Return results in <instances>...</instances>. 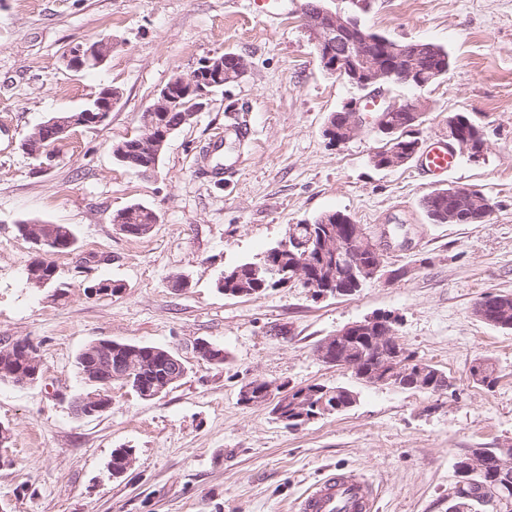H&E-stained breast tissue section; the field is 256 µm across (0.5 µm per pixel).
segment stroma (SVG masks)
I'll return each instance as SVG.
<instances>
[{
	"label": "stroma",
	"instance_id": "35a3bbf8",
	"mask_svg": "<svg viewBox=\"0 0 512 512\" xmlns=\"http://www.w3.org/2000/svg\"><path fill=\"white\" fill-rule=\"evenodd\" d=\"M306 2L264 16L248 0H0V347L28 341L41 363L37 383H0V424L11 430L0 449V512H296L305 491L339 469L374 486V512H448L464 449L512 442V331L472 314L483 295L512 293V0H366L359 9L322 0L397 42L448 51L445 78L392 89L427 101L421 144L445 137L455 113L481 121L483 159L458 153L439 179L414 160L375 168L382 137L371 130L329 143V116L358 91L323 69ZM100 36L112 39L103 65L66 68L69 46ZM227 52L245 58V76L170 137L156 175L115 159L113 144L138 133L163 86ZM105 86L119 99L104 125L75 128L51 165L27 152L36 125ZM236 117L251 135L218 179L209 146L234 137ZM451 184L493 201L486 223H430L424 197ZM133 204L159 216L146 236L112 222ZM332 211L362 225L387 267L406 276L321 299L297 286L240 297L216 288L222 271L260 261L289 225ZM33 218L77 233L76 250L50 257L69 297L27 280L36 252L15 225ZM104 278L122 291L84 295ZM376 313L396 317L405 347L441 369L449 391L369 386L317 358L322 339ZM101 339L170 350L186 374L150 400L113 382L110 410L76 415L71 401L86 389L76 357ZM202 340L223 348L225 362L202 359ZM480 358L497 369L492 388L470 377ZM255 379L343 386L357 403L292 431L269 407L240 402ZM118 448L135 458L120 475L110 466Z\"/></svg>",
	"mask_w": 512,
	"mask_h": 512
}]
</instances>
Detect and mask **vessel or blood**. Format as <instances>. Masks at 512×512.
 Here are the masks:
<instances>
[{"instance_id": "b4317fda", "label": "vessel or blood", "mask_w": 512, "mask_h": 512, "mask_svg": "<svg viewBox=\"0 0 512 512\" xmlns=\"http://www.w3.org/2000/svg\"><path fill=\"white\" fill-rule=\"evenodd\" d=\"M421 169L434 178L446 176L456 166V155L443 139H433L420 153ZM376 495L360 474L342 471L314 483L301 499L298 512H372Z\"/></svg>"}]
</instances>
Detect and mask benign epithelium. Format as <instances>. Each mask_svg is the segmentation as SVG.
Wrapping results in <instances>:
<instances>
[{
	"label": "benign epithelium",
	"mask_w": 512,
	"mask_h": 512,
	"mask_svg": "<svg viewBox=\"0 0 512 512\" xmlns=\"http://www.w3.org/2000/svg\"><path fill=\"white\" fill-rule=\"evenodd\" d=\"M307 27L325 70L345 78L351 85L361 90L377 94V106L373 109L365 107L364 99L354 98L338 111L336 126L328 125L325 128L326 135L333 138L335 144L349 142L360 135L368 125L390 139L399 127L386 124V113L403 112L415 122L419 114L426 111V103L421 98L401 100L389 96V90L394 85L418 89L427 86L428 74L431 70L426 64L427 54L424 47L419 44L406 47L388 44L385 52L375 57L366 49L368 38L358 32V27L354 26L353 17L339 9L333 11L322 6L316 7L314 11L307 14ZM111 52L112 39L103 37L95 42L71 45L66 52L65 61L69 68L77 71L88 64L97 66L103 64ZM246 71L247 63L239 55L231 57L222 55L207 59L190 74L171 79L160 89L147 111L163 117L168 112L180 110L182 123L187 124L197 113L205 110L215 88L238 81ZM189 96L192 97L191 107L185 110L181 101ZM118 98V93L111 89L104 98L92 99L83 109L88 118L86 122L80 123L76 117L67 115L56 114L50 117L37 125L28 135L24 142L25 149L36 157L44 155L49 159L52 158L48 153L47 145L64 141L70 131L76 127L103 125ZM170 133L171 129L151 122L146 125L145 133L141 137L142 145L146 151L157 158ZM448 143L453 150L466 152L475 161L480 160L484 155V151L472 149L471 144L458 133L456 121L452 117L448 119ZM381 152L385 153L383 162L385 169L396 168L407 162L406 155L389 144L381 149ZM457 200L468 203L471 211L484 217L491 214V201L482 192L469 186L453 185L448 190V222L450 223L459 220L457 210L453 206V202ZM23 231L26 240L32 243L37 251H44L47 244L44 225L29 222L23 227ZM365 250H370L377 256L380 255L371 237L358 227L351 236L343 238L336 234L321 242V253L326 255L328 260V265L324 266L325 277L322 280L308 275L307 270L297 264L281 267L266 261L250 265L251 275L261 281L275 273L289 276L291 280L301 282L317 298L342 293L343 289L339 288V285L349 280L358 284L393 280L390 274L382 272V261L379 260L377 264L369 267L359 261L358 255ZM395 324L394 317L387 314L348 324L321 340L316 346V354L326 364L348 368L350 359L347 358V349L352 338L362 332L372 333L378 345L392 347L399 344L395 338ZM13 349L26 353L29 367L28 375L19 377L18 383L27 384L30 380L37 379L41 365L35 353L29 350L28 342L16 341L3 347L5 352ZM134 374L131 361H119L115 364L110 362L105 368L104 376L91 375L87 377L86 382L107 385L112 380H121L129 386ZM241 397L249 399L251 405L277 403L284 410L288 409V402H290L288 395L277 396L272 391L263 397L258 396L252 399L250 393L244 389ZM111 405V400L100 388L77 397L73 402L75 410L87 417L102 414L108 411ZM487 463L488 454L484 449H470L469 464L473 474L483 473ZM495 466L497 477L502 483L512 482V448L499 449V453L495 455Z\"/></svg>",
	"instance_id": "1"
}]
</instances>
